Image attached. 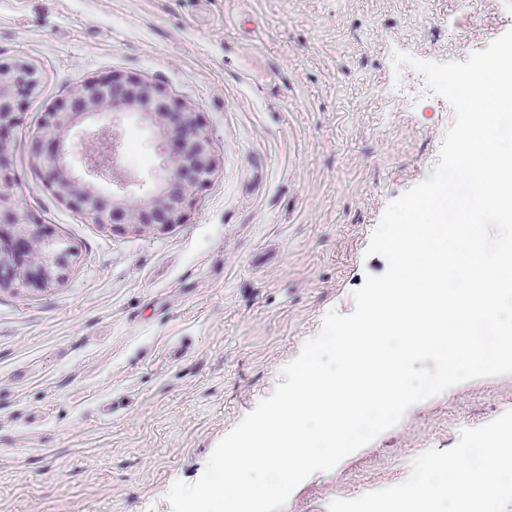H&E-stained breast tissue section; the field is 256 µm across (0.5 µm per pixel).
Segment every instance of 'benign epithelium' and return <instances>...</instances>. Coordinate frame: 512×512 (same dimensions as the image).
Here are the masks:
<instances>
[{
	"label": "benign epithelium",
	"instance_id": "obj_1",
	"mask_svg": "<svg viewBox=\"0 0 512 512\" xmlns=\"http://www.w3.org/2000/svg\"><path fill=\"white\" fill-rule=\"evenodd\" d=\"M38 84L25 62L0 63V288H46L64 278L71 248L10 191L15 182L8 149L20 97ZM123 116L154 135L160 173L146 179L123 165ZM79 136L81 168L72 160L71 132ZM32 148L47 187L95 224L141 229L183 222L193 192L215 169L212 141L195 113L154 83L114 73L75 88L45 113Z\"/></svg>",
	"mask_w": 512,
	"mask_h": 512
}]
</instances>
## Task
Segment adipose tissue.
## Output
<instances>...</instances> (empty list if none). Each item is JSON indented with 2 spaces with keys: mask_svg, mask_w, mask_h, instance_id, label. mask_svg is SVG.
Segmentation results:
<instances>
[{
  "mask_svg": "<svg viewBox=\"0 0 512 512\" xmlns=\"http://www.w3.org/2000/svg\"><path fill=\"white\" fill-rule=\"evenodd\" d=\"M491 461L486 468L473 469L467 452L448 457L446 490L456 501V512H489L492 494L507 465L512 464V432L503 435L490 448Z\"/></svg>",
  "mask_w": 512,
  "mask_h": 512,
  "instance_id": "ef3b65f1",
  "label": "adipose tissue"
}]
</instances>
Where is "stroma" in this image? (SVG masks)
Returning <instances> with one entry per match:
<instances>
[{
    "label": "stroma",
    "instance_id": "1",
    "mask_svg": "<svg viewBox=\"0 0 512 512\" xmlns=\"http://www.w3.org/2000/svg\"><path fill=\"white\" fill-rule=\"evenodd\" d=\"M512 0H0V63L39 75L9 148L24 206L72 248L65 278L0 289V512H171L217 442L385 259L387 204L453 121L403 52L467 60ZM150 80L197 113L213 175L184 221L95 224L30 157L85 81ZM512 430V374L449 388L306 478L280 512H394L440 461Z\"/></svg>",
    "mask_w": 512,
    "mask_h": 512
}]
</instances>
